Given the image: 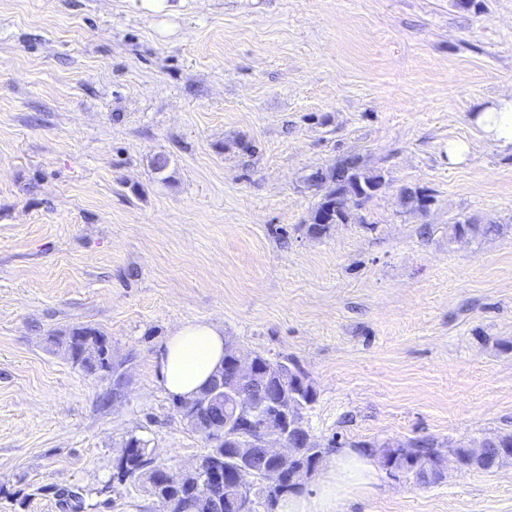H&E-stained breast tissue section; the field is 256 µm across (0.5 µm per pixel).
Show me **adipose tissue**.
<instances>
[{
	"label": "adipose tissue",
	"instance_id": "adipose-tissue-1",
	"mask_svg": "<svg viewBox=\"0 0 512 512\" xmlns=\"http://www.w3.org/2000/svg\"><path fill=\"white\" fill-rule=\"evenodd\" d=\"M471 121L487 142L512 149V92L480 105ZM223 360L222 327L209 322L182 325L169 334L158 354V383L174 398H192ZM375 476L370 459L355 451L344 452L333 467L318 475L314 494L286 498L280 512H335L342 488L368 485Z\"/></svg>",
	"mask_w": 512,
	"mask_h": 512
}]
</instances>
